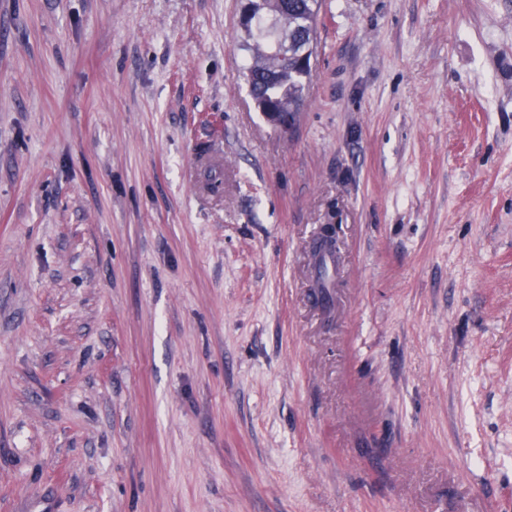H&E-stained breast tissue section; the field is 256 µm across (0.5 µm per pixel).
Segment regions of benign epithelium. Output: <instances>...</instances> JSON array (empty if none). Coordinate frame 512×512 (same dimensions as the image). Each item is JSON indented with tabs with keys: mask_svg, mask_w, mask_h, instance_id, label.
I'll return each mask as SVG.
<instances>
[{
	"mask_svg": "<svg viewBox=\"0 0 512 512\" xmlns=\"http://www.w3.org/2000/svg\"><path fill=\"white\" fill-rule=\"evenodd\" d=\"M242 26L246 35L264 33L270 42L269 54L283 67L309 71L314 65L313 33L308 31L309 23L299 20L289 27L283 23V13L258 7L252 0H245ZM266 123L283 136L291 135L296 128L298 113L280 104L255 103Z\"/></svg>",
	"mask_w": 512,
	"mask_h": 512,
	"instance_id": "1",
	"label": "benign epithelium"
}]
</instances>
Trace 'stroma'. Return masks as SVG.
<instances>
[{
  "mask_svg": "<svg viewBox=\"0 0 512 512\" xmlns=\"http://www.w3.org/2000/svg\"><path fill=\"white\" fill-rule=\"evenodd\" d=\"M243 4L0 0V512H512V0H320L288 137ZM248 48L253 51V57L252 62L246 68V76L251 95L255 99V106L272 129L283 136H290L295 131L301 107L294 112L287 106L273 104L280 102L283 98H288V101L297 107V100L303 99L305 78L295 74H289L282 80L276 76L269 77L264 71L271 66V58L261 51L259 42H256L255 45L249 44Z\"/></svg>",
  "mask_w": 512,
  "mask_h": 512,
  "instance_id": "obj_1",
  "label": "stroma"
}]
</instances>
